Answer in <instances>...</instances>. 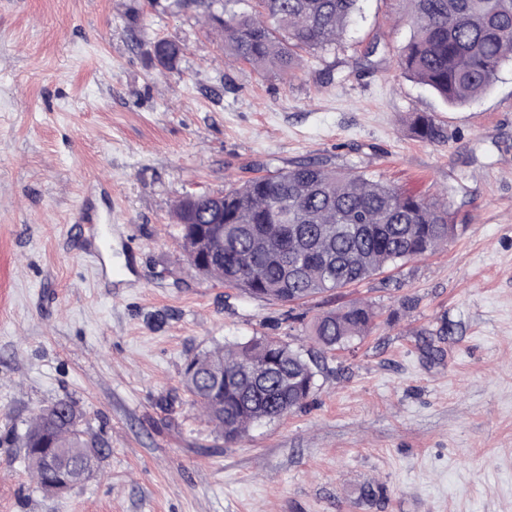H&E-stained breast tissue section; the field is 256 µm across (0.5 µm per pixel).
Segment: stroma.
I'll list each match as a JSON object with an SVG mask.
<instances>
[{
	"label": "stroma",
	"instance_id": "1",
	"mask_svg": "<svg viewBox=\"0 0 512 512\" xmlns=\"http://www.w3.org/2000/svg\"><path fill=\"white\" fill-rule=\"evenodd\" d=\"M410 15L409 0H361L342 42L286 74L225 61L202 0H0V512H512V62L448 107L397 68ZM160 40L181 45L173 66ZM420 113L445 142L415 137ZM304 157L447 200L458 235L347 289L378 330L321 361L301 409L228 446L182 384L186 358L307 343L319 307L205 280L174 208ZM87 199L133 232L105 255L133 287L79 251ZM63 397L102 458L57 496L21 437ZM367 483L382 502L359 500Z\"/></svg>",
	"mask_w": 512,
	"mask_h": 512
}]
</instances>
